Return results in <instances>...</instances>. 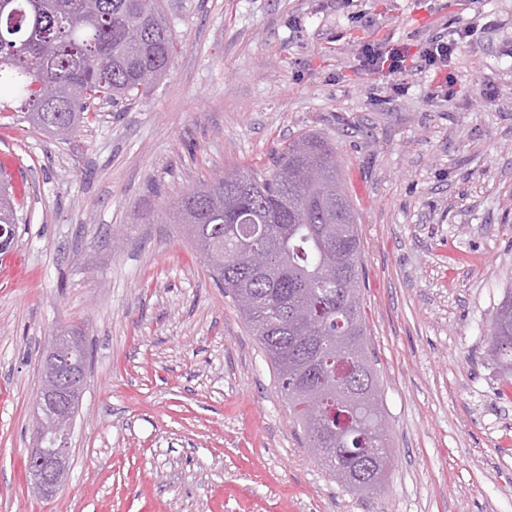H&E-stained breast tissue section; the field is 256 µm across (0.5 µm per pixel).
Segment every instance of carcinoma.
Here are the masks:
<instances>
[{"instance_id":"carcinoma-1","label":"carcinoma","mask_w":512,"mask_h":512,"mask_svg":"<svg viewBox=\"0 0 512 512\" xmlns=\"http://www.w3.org/2000/svg\"><path fill=\"white\" fill-rule=\"evenodd\" d=\"M26 12L13 27L0 21V89L17 90L29 123L51 132L63 119L73 133L88 121L94 100H133L144 93L139 75L165 74L175 52L160 0H15ZM228 177L256 185V193L224 203V187L204 182L180 201L181 223L198 248L208 246L209 266L224 292L253 299L240 311L274 365L289 409L309 441L327 449L319 462L339 482L343 465L362 470L355 459L340 458L332 444L345 416L363 421L362 440L353 450L387 442L381 408H342L336 386L355 390L336 374V364L361 363L367 353L359 297L354 285L358 351L328 341L340 332L342 307L336 287L319 279L325 267L351 263L358 269L360 239L356 211L345 191L335 148L324 137L303 133L281 146L268 170L238 169ZM18 224L15 199L0 185V225ZM488 335L493 360L512 369V289L492 318ZM323 390L316 419L306 416L307 389Z\"/></svg>"}]
</instances>
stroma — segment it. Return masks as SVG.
Segmentation results:
<instances>
[{
  "label": "stroma",
  "instance_id": "35a3bbf8",
  "mask_svg": "<svg viewBox=\"0 0 512 512\" xmlns=\"http://www.w3.org/2000/svg\"><path fill=\"white\" fill-rule=\"evenodd\" d=\"M177 44L133 101L69 139L0 92L17 274L0 280V512H512V373L487 350L512 288V0H163ZM453 101L430 73L365 74L469 24ZM306 132L359 218L360 301L393 462L355 493L308 451L276 371L178 222L184 194ZM91 363L51 499L26 461L40 359Z\"/></svg>",
  "mask_w": 512,
  "mask_h": 512
}]
</instances>
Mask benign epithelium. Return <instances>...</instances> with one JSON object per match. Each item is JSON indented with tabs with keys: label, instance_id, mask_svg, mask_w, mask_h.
<instances>
[{
	"label": "benign epithelium",
	"instance_id": "obj_1",
	"mask_svg": "<svg viewBox=\"0 0 512 512\" xmlns=\"http://www.w3.org/2000/svg\"><path fill=\"white\" fill-rule=\"evenodd\" d=\"M47 356L48 367L57 374L59 386L49 392L46 385H40L35 397L36 420L41 421L51 414L70 420L75 414V403L72 398V390L76 388V384L73 383L74 368L85 361L79 337L69 335L55 338L49 346ZM356 430L357 426L352 423L336 433V452L342 455L350 454L347 443ZM46 437V431L35 429L28 460L33 490L41 497L50 499L62 489L68 479L71 448L66 441L55 448H47ZM365 457L368 469L372 470L387 466L392 460V451L389 448H369L365 452Z\"/></svg>",
	"mask_w": 512,
	"mask_h": 512
}]
</instances>
